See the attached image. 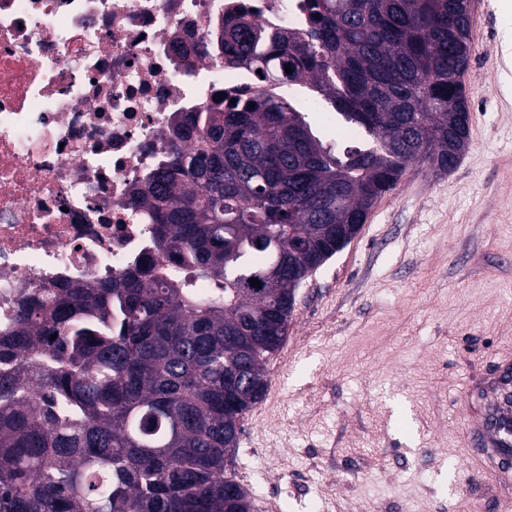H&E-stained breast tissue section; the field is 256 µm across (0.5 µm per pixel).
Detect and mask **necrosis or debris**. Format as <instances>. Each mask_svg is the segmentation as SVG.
I'll list each match as a JSON object with an SVG mask.
<instances>
[{"mask_svg":"<svg viewBox=\"0 0 512 512\" xmlns=\"http://www.w3.org/2000/svg\"><path fill=\"white\" fill-rule=\"evenodd\" d=\"M305 0H0V334L33 288L112 278L153 249L136 192L176 119L254 82L236 18L305 32ZM261 39V33L245 22L225 27L224 48L228 52V61L234 62L235 59L249 56L256 40Z\"/></svg>","mask_w":512,"mask_h":512,"instance_id":"4bbe7bcc","label":"necrosis or debris"}]
</instances>
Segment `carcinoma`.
Returning <instances> with one entry per match:
<instances>
[{
    "label": "carcinoma",
    "mask_w": 512,
    "mask_h": 512,
    "mask_svg": "<svg viewBox=\"0 0 512 512\" xmlns=\"http://www.w3.org/2000/svg\"><path fill=\"white\" fill-rule=\"evenodd\" d=\"M307 8L308 31L253 58L248 96L197 130L176 123L196 144L171 143L137 192L156 253L18 304L0 335V512H253L224 460L266 394L299 276L409 164L446 172L469 134V0ZM260 39L225 28L228 61ZM298 88L335 110L334 134Z\"/></svg>",
    "instance_id": "cac0c4a2"
}]
</instances>
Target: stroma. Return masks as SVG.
<instances>
[{"label":"stroma","mask_w":512,"mask_h":512,"mask_svg":"<svg viewBox=\"0 0 512 512\" xmlns=\"http://www.w3.org/2000/svg\"><path fill=\"white\" fill-rule=\"evenodd\" d=\"M512 11L471 0L469 145L409 164L296 293L225 476L256 512H512L464 421L512 366Z\"/></svg>","instance_id":"1"}]
</instances>
